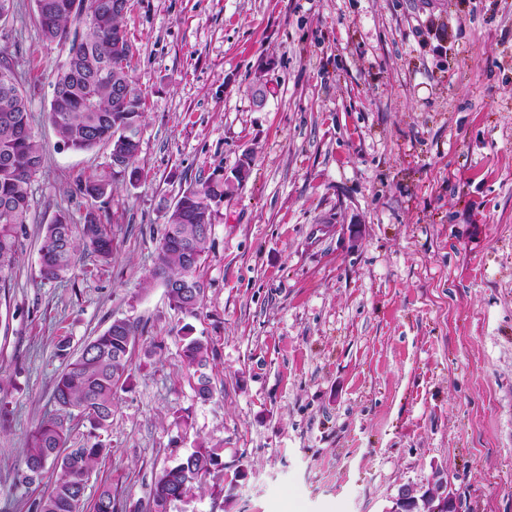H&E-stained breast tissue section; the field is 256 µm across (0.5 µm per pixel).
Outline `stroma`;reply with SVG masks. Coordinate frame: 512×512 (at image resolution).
<instances>
[{
	"mask_svg": "<svg viewBox=\"0 0 512 512\" xmlns=\"http://www.w3.org/2000/svg\"><path fill=\"white\" fill-rule=\"evenodd\" d=\"M123 25L145 177L100 211L111 263L83 257L60 283L39 276L42 230L61 210L82 221L78 179L110 150L64 148L47 121L67 50L44 42L34 0L0 24L44 157L0 305L15 384L0 512H32L55 478L13 482L53 408L59 340L79 352L116 318L139 339L87 497L117 480L149 501L204 441L241 470L233 498L207 484L168 512H389L437 467L459 512H512V0H128ZM243 162L187 318L142 285L163 205ZM187 323L213 348L205 401L182 364Z\"/></svg>",
	"mask_w": 512,
	"mask_h": 512,
	"instance_id": "stroma-1",
	"label": "stroma"
}]
</instances>
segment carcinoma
<instances>
[{
    "label": "carcinoma",
    "instance_id": "obj_1",
    "mask_svg": "<svg viewBox=\"0 0 512 512\" xmlns=\"http://www.w3.org/2000/svg\"><path fill=\"white\" fill-rule=\"evenodd\" d=\"M127 0H34L43 39L68 46L69 65L52 74L54 86L48 120L65 146L88 152L101 144L121 159L128 182L137 181L141 170L133 166L139 142L124 131L141 127L142 99L125 93L133 44L122 25ZM42 147L29 121L28 99L10 56L0 50V288L11 286L19 250L27 237L30 188L42 166ZM120 171L91 173L80 180L83 194L97 202L112 191ZM233 187L215 171L205 180L181 191L174 208L165 212L164 233L155 251L153 267L145 284L162 282L170 308L195 317L207 296L202 271L207 260L208 240L216 207ZM113 234L96 210L87 211L75 224L59 213L46 225L39 244V276L56 281L72 273L87 253L107 265L112 260ZM181 357L196 377V395L207 400L213 395L204 372L212 350L208 341L192 336L184 325ZM138 339V326L131 321H114L86 342L80 354L69 358L70 342L63 340L58 354L67 359L54 379L52 400L59 413L46 414L27 441L25 468L15 480L30 485L42 476L46 465L57 469L47 492L33 503L34 512H76L79 496L85 495L90 473L97 460L110 451L106 437L112 427V412L118 389L130 376V355ZM10 384L0 379V423L9 419ZM89 425L90 444L66 448L71 420ZM224 470L218 450L198 444L194 450L157 477L151 510L130 509L117 484L100 487L93 512H167V506L191 496L207 477Z\"/></svg>",
    "mask_w": 512,
    "mask_h": 512
}]
</instances>
